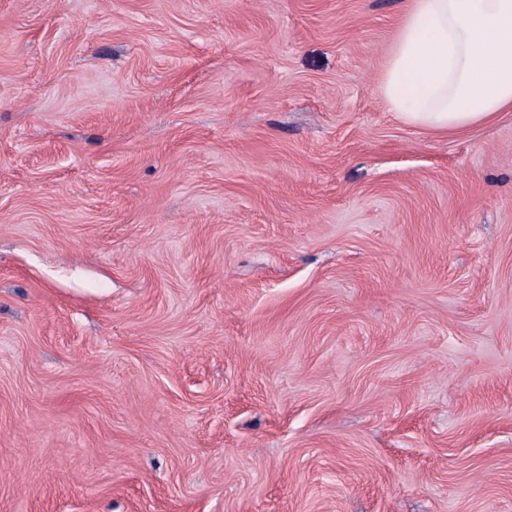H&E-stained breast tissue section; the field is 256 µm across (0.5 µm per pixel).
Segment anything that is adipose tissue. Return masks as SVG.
<instances>
[{"mask_svg": "<svg viewBox=\"0 0 512 512\" xmlns=\"http://www.w3.org/2000/svg\"><path fill=\"white\" fill-rule=\"evenodd\" d=\"M380 89L404 124L443 135L512 112V0H409Z\"/></svg>", "mask_w": 512, "mask_h": 512, "instance_id": "obj_1", "label": "adipose tissue"}]
</instances>
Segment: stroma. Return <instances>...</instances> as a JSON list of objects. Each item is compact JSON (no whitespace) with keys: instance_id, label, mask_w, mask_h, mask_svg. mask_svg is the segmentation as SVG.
<instances>
[{"instance_id":"1","label":"stroma","mask_w":512,"mask_h":512,"mask_svg":"<svg viewBox=\"0 0 512 512\" xmlns=\"http://www.w3.org/2000/svg\"><path fill=\"white\" fill-rule=\"evenodd\" d=\"M408 0H0V512H512V112H387Z\"/></svg>"}]
</instances>
